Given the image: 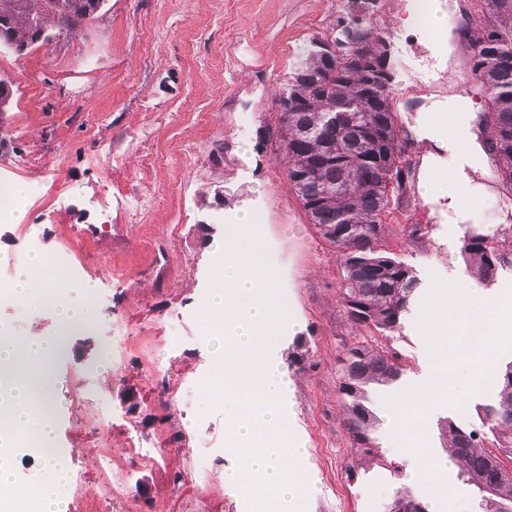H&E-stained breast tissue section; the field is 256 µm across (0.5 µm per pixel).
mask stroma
Segmentation results:
<instances>
[{"instance_id": "stroma-1", "label": "stroma", "mask_w": 512, "mask_h": 512, "mask_svg": "<svg viewBox=\"0 0 512 512\" xmlns=\"http://www.w3.org/2000/svg\"><path fill=\"white\" fill-rule=\"evenodd\" d=\"M410 2L393 0L388 11L375 5L364 21L396 32L393 110L410 169L381 243L413 267L423 296L433 282L452 284L464 273L466 232L512 224V200L492 163L477 172L466 164L448 169L447 151L427 131L450 97L469 100L475 115L487 109L486 92L468 78L465 38L480 0H461L454 16L435 0L444 27L428 36L408 24ZM352 9L351 0H106L76 31L54 24L51 39L25 54L0 50V80L12 88L0 115V177L43 184L24 224L39 225L41 252L69 255L61 271L82 269L96 286L94 332L73 337L54 363L55 445L70 451L66 512H87L113 471L123 475L124 492L147 483L136 512H253L244 487L224 481L238 466L226 445V408L199 405L214 354L198 311L223 261L214 246L244 212L263 227L278 299L296 319L271 353L291 380L286 414L315 486L293 512H383L404 486L437 512L424 484L408 482L424 457L436 464L452 512H482L478 489L447 463L441 425L450 419L481 429L476 407L492 398V383L432 409L418 447L396 436L388 403L426 376L430 338L411 314L386 336L351 322L339 297V254L309 222L275 142L276 100L296 55ZM34 82L45 94L28 93ZM147 154L157 161L145 171L139 158ZM116 155L122 167H113ZM450 174L479 187L454 215L446 198H423L420 189ZM146 191L156 205L144 217L134 200ZM103 192L112 197L105 215L91 204ZM29 255L16 227L0 224V280H28ZM362 338L397 352L402 364L393 385L370 392L378 417L373 459L353 447L338 393L342 358ZM297 346L305 357L293 364L288 354ZM129 389L138 409L125 399ZM79 390L101 392L105 408L73 416L69 397Z\"/></svg>"}]
</instances>
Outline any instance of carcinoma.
I'll list each match as a JSON object with an SVG mask.
<instances>
[{
    "instance_id": "1",
    "label": "carcinoma",
    "mask_w": 512,
    "mask_h": 512,
    "mask_svg": "<svg viewBox=\"0 0 512 512\" xmlns=\"http://www.w3.org/2000/svg\"><path fill=\"white\" fill-rule=\"evenodd\" d=\"M105 0H0V48L26 52L58 21L71 31L95 17ZM358 12L336 23L332 37L345 44L348 58L335 64L308 48L288 76V94L298 105L279 119L277 136L285 143L288 181L302 206L318 204L312 223L342 259L339 297L349 319L379 333H392L413 303L418 284L413 269L380 247L383 215L391 199L403 194L405 166L402 130L392 97L379 94L370 79L387 59L389 42L362 24ZM488 15L470 29L472 77L489 93L488 111L479 120L483 144L498 177L512 192V0H484ZM343 101L347 112L328 121L323 108ZM318 162L317 173L300 180L302 167ZM461 253L466 272L481 284L494 281L499 269L512 266V224L486 235L470 230ZM397 355L368 342L352 344L342 360L339 394L345 427L353 446L375 455L371 433L377 416L368 406L367 388L390 385L401 376ZM495 401L479 409L497 452L487 450L483 435L446 420L445 448L474 486L512 468V362L495 367ZM512 508V475L496 484L493 501L482 512Z\"/></svg>"
}]
</instances>
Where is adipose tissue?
<instances>
[{"label":"adipose tissue","mask_w":512,"mask_h":512,"mask_svg":"<svg viewBox=\"0 0 512 512\" xmlns=\"http://www.w3.org/2000/svg\"><path fill=\"white\" fill-rule=\"evenodd\" d=\"M470 105L456 97L448 109L439 113L432 130L434 140L448 151L449 165L468 161L480 168L483 158L472 151L469 139ZM34 278L0 290V295L22 305L31 315H48L64 327L91 326V306L74 307L62 300L67 283L62 274L50 271V262L41 255L32 256ZM496 313L494 326L481 333H469L470 354L459 365H449L441 336L448 333L449 315L474 321L486 309ZM421 322L436 331L438 341L431 344L434 368L423 385L409 388L389 404L398 434L422 435V419L438 399L459 403L477 388L478 355L489 341L512 340V306H503L470 287L466 280L448 285L436 283L424 298ZM59 351L56 335L20 338L8 326L0 324V512H66L62 488L69 480L67 461L63 456L43 459L25 481H18L12 467L27 434H35L40 447H52L54 418L48 406L55 398L50 384L51 364Z\"/></svg>","instance_id":"obj_1"}]
</instances>
